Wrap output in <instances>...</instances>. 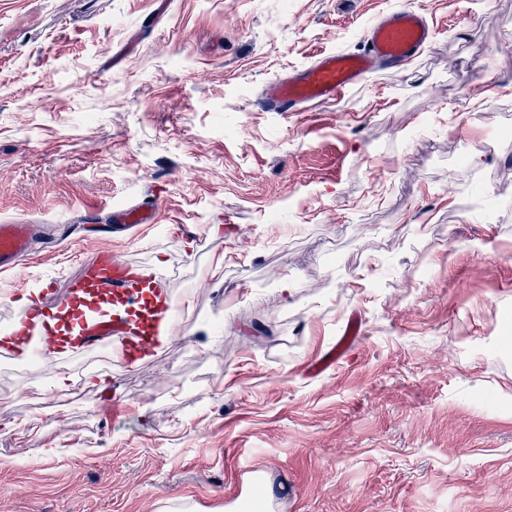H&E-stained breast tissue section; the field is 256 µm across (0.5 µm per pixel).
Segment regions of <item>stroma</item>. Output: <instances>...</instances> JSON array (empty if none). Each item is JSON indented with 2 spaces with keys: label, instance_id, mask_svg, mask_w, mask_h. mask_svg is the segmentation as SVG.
Wrapping results in <instances>:
<instances>
[{
  "label": "stroma",
  "instance_id": "obj_1",
  "mask_svg": "<svg viewBox=\"0 0 512 512\" xmlns=\"http://www.w3.org/2000/svg\"><path fill=\"white\" fill-rule=\"evenodd\" d=\"M406 5L439 34L405 68L253 108ZM148 199L157 223L82 228ZM13 221L38 235L9 290L104 244L184 312L118 384L0 364V512H512V0H0Z\"/></svg>",
  "mask_w": 512,
  "mask_h": 512
}]
</instances>
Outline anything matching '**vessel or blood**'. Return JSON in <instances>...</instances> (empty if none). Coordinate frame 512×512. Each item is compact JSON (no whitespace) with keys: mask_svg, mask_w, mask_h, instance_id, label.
Segmentation results:
<instances>
[{"mask_svg":"<svg viewBox=\"0 0 512 512\" xmlns=\"http://www.w3.org/2000/svg\"><path fill=\"white\" fill-rule=\"evenodd\" d=\"M438 34L422 8L401 7L382 12L363 33V47L354 52H327L316 56L289 75L265 83L254 105L263 112L310 111L312 106L334 101L370 76L398 70L415 60ZM126 227L153 224L157 209L145 203L116 212ZM32 227L0 224V272L15 268L31 252ZM123 297L136 309H146V325L133 317L85 315L82 302L87 284ZM69 305L76 331L75 353L104 351L114 364L131 371L156 359L168 347L176 319V306L166 280L147 275L131 261L100 247L65 279H50L38 299L9 312L6 329L0 331V360L15 361L24 355H47L58 348L56 312Z\"/></svg>","mask_w":512,"mask_h":512,"instance_id":"1","label":"vessel or blood"}]
</instances>
